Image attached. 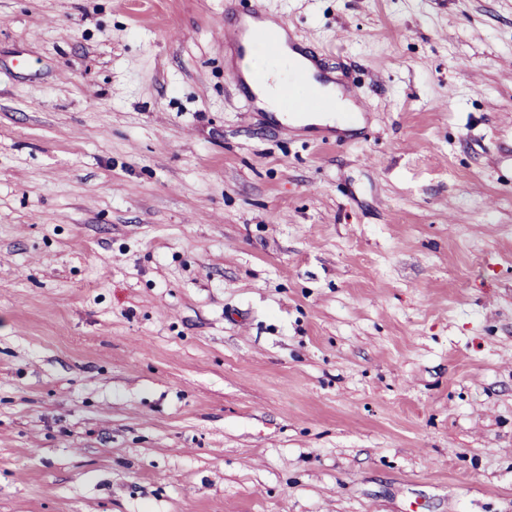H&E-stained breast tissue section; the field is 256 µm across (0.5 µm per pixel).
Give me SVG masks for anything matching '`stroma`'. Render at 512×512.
Wrapping results in <instances>:
<instances>
[{
	"mask_svg": "<svg viewBox=\"0 0 512 512\" xmlns=\"http://www.w3.org/2000/svg\"><path fill=\"white\" fill-rule=\"evenodd\" d=\"M0 512H512V0H0ZM279 38L282 47L280 62L283 63V66L275 65L268 60L260 70L263 71L262 77L258 78L257 72L260 71H257L259 66L255 60L252 48L246 52L244 59L238 62L246 83L257 97L258 106L266 112L278 113L277 116L280 120L294 126L307 124L333 126L336 120H339L337 113L350 112L351 107L348 100L342 98V94L332 82L323 84L315 79L317 69L314 63L311 59L288 45L284 32H280ZM287 65L288 74L291 70L300 71L313 89L329 101L330 106L327 109L318 111L319 113H306L303 115L280 114L288 112L282 108L278 94L279 84L287 73L285 69ZM336 124H340V122L337 121Z\"/></svg>",
	"mask_w": 512,
	"mask_h": 512,
	"instance_id": "1",
	"label": "stroma"
}]
</instances>
